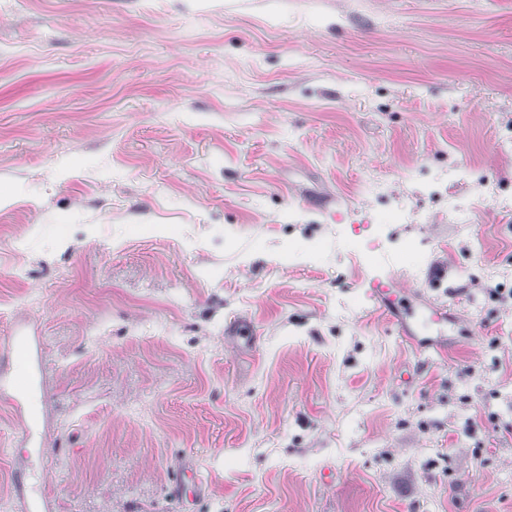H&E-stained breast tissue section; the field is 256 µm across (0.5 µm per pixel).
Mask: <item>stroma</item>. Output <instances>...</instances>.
I'll list each match as a JSON object with an SVG mask.
<instances>
[{"instance_id":"obj_1","label":"stroma","mask_w":512,"mask_h":512,"mask_svg":"<svg viewBox=\"0 0 512 512\" xmlns=\"http://www.w3.org/2000/svg\"><path fill=\"white\" fill-rule=\"evenodd\" d=\"M495 286L512 0H0V512H512Z\"/></svg>"}]
</instances>
